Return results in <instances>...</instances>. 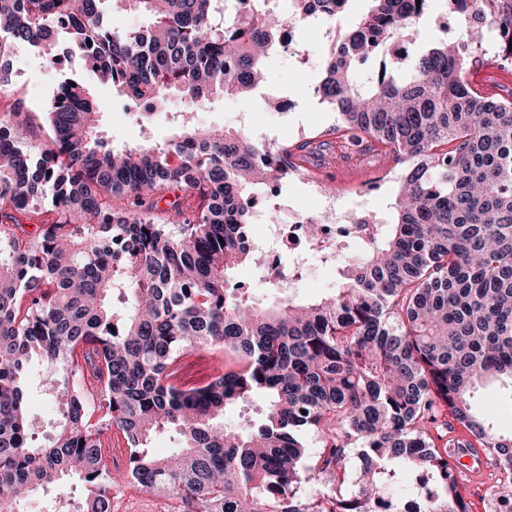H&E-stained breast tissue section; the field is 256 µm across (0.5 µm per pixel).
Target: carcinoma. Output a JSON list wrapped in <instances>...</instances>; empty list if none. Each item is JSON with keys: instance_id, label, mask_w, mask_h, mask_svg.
Masks as SVG:
<instances>
[{"instance_id": "cac0c4a2", "label": "carcinoma", "mask_w": 512, "mask_h": 512, "mask_svg": "<svg viewBox=\"0 0 512 512\" xmlns=\"http://www.w3.org/2000/svg\"><path fill=\"white\" fill-rule=\"evenodd\" d=\"M118 2L148 24L107 27L112 0H0V88L24 44L55 67L79 55L147 120L170 96L185 101L168 140L114 147L74 74L45 107L48 145L36 158L22 101L0 108V512L50 488L66 498L74 483L80 512H112L121 484L182 512H402L388 489L406 473L421 494L416 512H471L458 464L476 447L502 474L493 512H512V436L495 430L493 405L477 403L489 381L512 401V101L469 80L486 57L512 61V0H440L453 23L408 77L396 63L433 0H363L349 27L351 0H288L286 16L275 0H254L221 24L216 0ZM313 18L334 32L314 88L339 111L330 133L388 147L409 168L394 222L352 216L379 230L336 288L272 307L263 297L278 283L234 288L228 273L257 259L241 238L248 200L293 174L304 145L202 127L193 112L253 92L281 30ZM371 58L382 69L361 86L355 70ZM173 187L199 202L160 223L145 196ZM21 216L36 218L35 234L17 231ZM197 351L230 354L240 368L172 382ZM32 383L59 412L37 448ZM238 404L253 417L225 424ZM450 419L466 439L440 447ZM304 428L325 435L315 461ZM114 429L127 453L115 471L101 441ZM160 432L176 434L177 452L155 454ZM353 450L360 477L344 492ZM316 470L332 485L310 497L301 487Z\"/></svg>"}]
</instances>
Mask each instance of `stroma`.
Instances as JSON below:
<instances>
[{
  "instance_id": "35a3bbf8",
  "label": "stroma",
  "mask_w": 512,
  "mask_h": 512,
  "mask_svg": "<svg viewBox=\"0 0 512 512\" xmlns=\"http://www.w3.org/2000/svg\"><path fill=\"white\" fill-rule=\"evenodd\" d=\"M292 36L293 51L275 55L266 82L269 94L290 100L292 109L268 110L263 97L257 94L244 99L220 97L198 106L201 124L224 128L245 126L257 137L280 143L309 142L311 152L303 163L304 177L290 178L279 190L276 201L282 210L305 211L314 207L310 185L316 182L336 188L340 206L345 210L373 211L389 218L405 165L395 164L391 154L351 147L330 134V127L338 122V114L313 93L320 79L317 62L327 45L314 28L293 30ZM10 60L14 68L13 91L31 117L26 146L36 154L47 142L41 112L63 73L50 67L37 50L25 45L16 46ZM93 90L99 105L100 130L119 145L169 139L173 133L170 116L184 106L180 97H171L168 112L159 114L145 133L138 122L125 116L110 86L97 83Z\"/></svg>"
}]
</instances>
